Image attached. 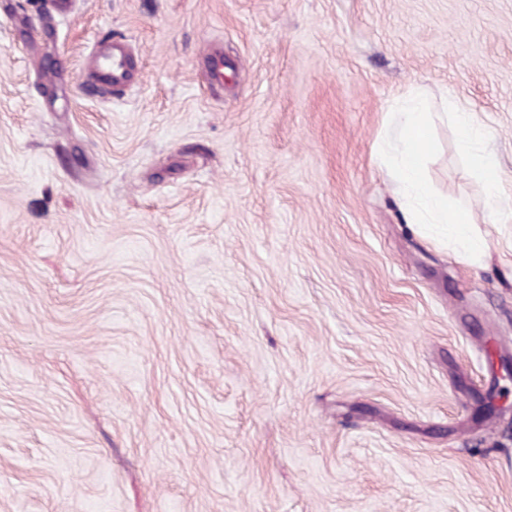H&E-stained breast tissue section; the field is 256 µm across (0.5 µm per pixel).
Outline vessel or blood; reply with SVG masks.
<instances>
[{
  "instance_id": "1",
  "label": "vessel or blood",
  "mask_w": 512,
  "mask_h": 512,
  "mask_svg": "<svg viewBox=\"0 0 512 512\" xmlns=\"http://www.w3.org/2000/svg\"><path fill=\"white\" fill-rule=\"evenodd\" d=\"M137 58V52L125 39L112 36L95 38L88 87L102 95L125 92L137 81Z\"/></svg>"
}]
</instances>
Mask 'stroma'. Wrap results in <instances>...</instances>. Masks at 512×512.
Masks as SVG:
<instances>
[{
	"mask_svg": "<svg viewBox=\"0 0 512 512\" xmlns=\"http://www.w3.org/2000/svg\"><path fill=\"white\" fill-rule=\"evenodd\" d=\"M54 3L0 0V512H512V220L451 116L512 202V0ZM411 90L483 253L379 162ZM137 58V52L125 39L96 37L91 52L87 86L106 96L125 92L137 81ZM454 121L458 132V146L472 170L483 180L487 191V203L498 206L499 164L495 155L485 145L487 129L479 123L473 112L457 105Z\"/></svg>",
	"mask_w": 512,
	"mask_h": 512,
	"instance_id": "stroma-1",
	"label": "stroma"
}]
</instances>
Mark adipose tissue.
<instances>
[{"label":"adipose tissue","instance_id":"adipose-tissue-1","mask_svg":"<svg viewBox=\"0 0 512 512\" xmlns=\"http://www.w3.org/2000/svg\"><path fill=\"white\" fill-rule=\"evenodd\" d=\"M454 121L461 152L483 180L488 205L497 206L499 164L486 147L487 129L476 120L474 113L460 106L455 109ZM429 138L426 105L418 93H408L395 116L383 160L395 177L402 196L413 207L419 223L446 227L448 235L462 243L467 252L481 251V243L472 236L470 212L449 210L447 202L435 195L424 176L423 158Z\"/></svg>","mask_w":512,"mask_h":512}]
</instances>
